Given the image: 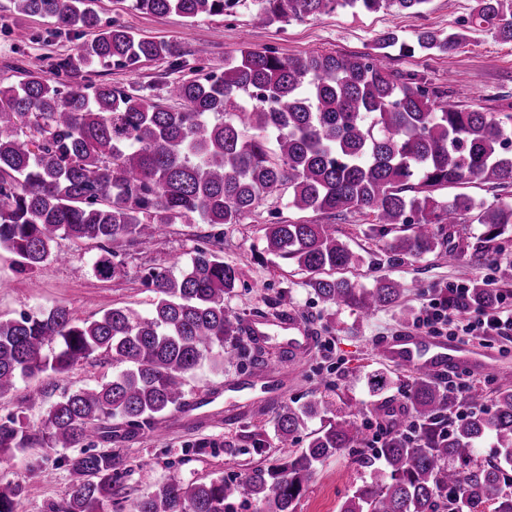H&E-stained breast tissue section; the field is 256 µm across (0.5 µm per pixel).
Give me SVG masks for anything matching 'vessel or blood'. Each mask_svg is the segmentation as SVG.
<instances>
[{
    "label": "vessel or blood",
    "instance_id": "vessel-or-blood-1",
    "mask_svg": "<svg viewBox=\"0 0 512 512\" xmlns=\"http://www.w3.org/2000/svg\"><path fill=\"white\" fill-rule=\"evenodd\" d=\"M246 335L259 345L279 339L281 348L296 362L307 358L315 343L314 336L292 314L275 322L251 319L246 324ZM377 353L385 360L432 378L453 372L486 375L500 369L497 355L481 342L466 343L413 330L386 338Z\"/></svg>",
    "mask_w": 512,
    "mask_h": 512
}]
</instances>
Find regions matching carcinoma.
<instances>
[{
	"instance_id": "carcinoma-1",
	"label": "carcinoma",
	"mask_w": 512,
	"mask_h": 512,
	"mask_svg": "<svg viewBox=\"0 0 512 512\" xmlns=\"http://www.w3.org/2000/svg\"><path fill=\"white\" fill-rule=\"evenodd\" d=\"M95 0H12L19 15L49 17L64 30L93 33L82 47L86 65L108 62L136 69L146 61L175 56L162 40L135 36L126 27L100 24ZM144 14L175 13L189 22L228 15L239 0H117ZM429 0H257L252 23L259 27L338 10H381L418 16ZM512 42V0H475L469 17L448 34L422 29L415 42L388 29L375 53L282 56L244 47L224 61V72L167 83L168 98L108 85L65 93L44 76L37 61L22 67L18 84L0 82V253L12 269L33 278L60 254L61 237L92 240L101 254L92 264L102 280L126 275L118 253L152 246L162 224L193 216L212 226L238 224L267 196L288 188V207L328 217L358 212L372 223L402 226L386 244V264L399 266L442 250L448 240L469 238V216L483 227L470 261L487 260L490 243L512 227V206L460 192H437L481 184L498 197L512 190V99L497 95L491 112L468 109L442 86L391 67L386 49L452 53L476 28ZM196 244L178 270L157 267L143 276L155 294L152 310L140 315L114 307L97 319H77L64 306L47 312L0 316V397L18 381L44 373L62 375L98 355L121 369L107 383L67 393L33 431L24 412L0 419V455L45 439L49 448H75L63 458L74 475L59 512H100L122 484L112 450L90 451L112 441L111 421L125 435L161 432L169 415L182 410L186 380L204 362L224 366L237 355L260 365L263 352L240 336L239 320L224 300L239 281L224 261L221 234ZM264 250L296 265L317 298L331 308L365 315L400 304L404 284L388 275L371 287L345 273L361 262L334 224L272 222ZM382 394L392 386L385 371L366 377ZM408 414L393 420L377 449L365 459L370 480L358 486L339 512H462L467 504L491 502L512 512L506 469H512V374L501 376L491 398L468 396L471 411L450 419L457 396L417 375L407 393ZM327 420L307 446L276 466L253 468L244 482L222 478L186 483L176 476L137 499L133 512H234L244 494L258 512H296L304 485L317 465L365 441L364 428L341 415L324 396L308 405L281 406L275 430L282 446L305 420ZM496 461L471 463L486 441ZM23 486L0 484V512H18Z\"/></svg>"
}]
</instances>
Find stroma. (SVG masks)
Segmentation results:
<instances>
[{
    "label": "stroma",
    "instance_id": "stroma-1",
    "mask_svg": "<svg viewBox=\"0 0 512 512\" xmlns=\"http://www.w3.org/2000/svg\"><path fill=\"white\" fill-rule=\"evenodd\" d=\"M473 0H429L423 13L409 17L389 11L376 13L341 10L318 19L291 21L270 27H256L251 16L255 0H240L229 15L202 17L189 22L169 14H143L115 9L111 0H98L96 8L102 24L119 22L136 36L175 44L181 53L180 74L189 78L199 66L219 74L224 60L237 55L243 44L268 48L283 56L372 52L377 36L395 29L405 38H413L422 28L445 31L470 14ZM25 41H18L17 31ZM90 33L57 29L53 21L40 16H22L11 9L10 0H0V82L16 83L23 75L17 67L21 58L39 57L46 76L67 85L71 79L96 86L107 83L125 89L163 96L170 79L168 62H145L136 70L114 65L81 67L77 74L58 72L63 60L77 59ZM395 68L416 70L428 80L447 85L452 100L466 108L492 109L493 96L512 94V43H505L491 31L473 32L467 44L450 54L419 53L394 60ZM288 194L281 191L267 197L254 213L238 224L222 228L224 259L240 272L233 295L225 299L228 314L248 320L255 315L269 318L287 310L299 314L320 340L307 362L285 364L272 391H264L261 375L242 368L239 361L224 367L204 366L185 388L186 398L195 402L189 413H173L165 435L141 433L131 438L115 437L113 452L122 459L123 490L105 502L103 512H131L134 500L150 492L157 482L175 475L183 481L244 480L252 468L272 466L288 453L299 451L322 421L310 419L299 431L294 444L281 447L275 428V408L288 404L306 405L314 397L340 395L345 407L369 410L384 405L390 413L402 411L409 389L410 370L394 368V385L374 396L366 387V376L382 368L375 353L383 337L412 326L411 315L435 297L437 289L452 282H482L497 275L504 260H512V232L492 244L491 254L482 265L470 262L472 241L457 245L458 260L439 261L428 254L403 266L384 265V247L389 239L383 227L370 223L359 213L338 222L341 238L362 261L350 275L360 286L370 285L374 277L389 275L406 286L404 307L387 308L366 317L350 309H332L320 303L306 284L305 275L288 262L263 251V227L270 214L292 222H321V215L300 212L287 205ZM202 230L200 220L189 224L161 225L155 243L144 252L122 254L127 274L120 279L102 281L92 272L99 253L91 241L63 238L55 246L59 259L46 263L36 280L14 274L7 257L0 256V314L13 317L21 313H39L58 305L67 306L79 318L99 317L114 307L129 306L140 314L151 309L153 294L141 281L143 269L152 266L180 267L189 258L192 246ZM403 307V308H404ZM117 366L103 357L76 365L69 373H47L36 379L18 382L14 391L0 397V418L24 411L33 429H40L46 407L68 391L111 380ZM43 391L41 404L26 403L32 389ZM47 456L53 462L52 474L42 478L29 469L31 460ZM63 450L41 445L0 458V483L18 482L24 487L19 512H55L71 490L73 476L63 463ZM367 472L358 456L346 453L317 466L305 484L297 512H339L347 494L365 480Z\"/></svg>",
    "mask_w": 512,
    "mask_h": 512
}]
</instances>
